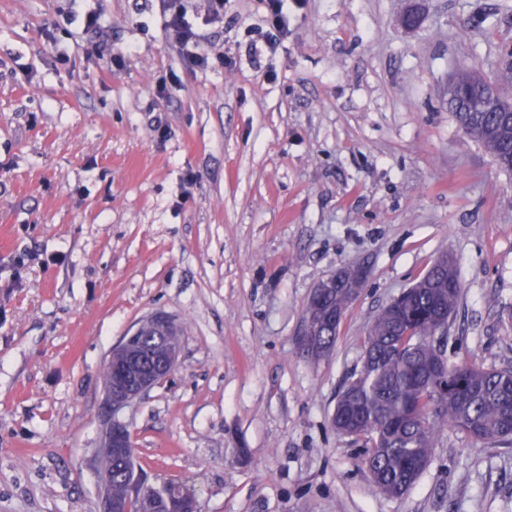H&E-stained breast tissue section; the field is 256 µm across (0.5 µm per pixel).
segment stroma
I'll return each mask as SVG.
<instances>
[{
    "mask_svg": "<svg viewBox=\"0 0 512 512\" xmlns=\"http://www.w3.org/2000/svg\"><path fill=\"white\" fill-rule=\"evenodd\" d=\"M224 2L199 72L162 0H0V512H97L105 366L159 311L178 366L124 413L149 484L202 512H512V445L444 428L391 498L331 421L373 318L442 255L448 359L512 364V171L448 106L463 67L512 100V0H303L273 50L260 0ZM352 266L334 349L303 356L312 291Z\"/></svg>",
    "mask_w": 512,
    "mask_h": 512,
    "instance_id": "1",
    "label": "stroma"
}]
</instances>
